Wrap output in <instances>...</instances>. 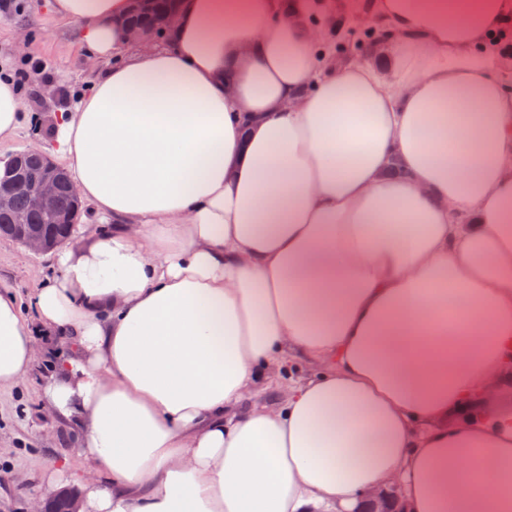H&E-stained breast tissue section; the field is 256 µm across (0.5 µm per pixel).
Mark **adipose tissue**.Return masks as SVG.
I'll return each mask as SVG.
<instances>
[{
	"label": "adipose tissue",
	"mask_w": 512,
	"mask_h": 512,
	"mask_svg": "<svg viewBox=\"0 0 512 512\" xmlns=\"http://www.w3.org/2000/svg\"><path fill=\"white\" fill-rule=\"evenodd\" d=\"M179 5L140 48L130 0H56L105 65L53 117L89 243L31 293L69 353L0 292V387L52 359L82 512H512V0H371L382 67L327 0ZM22 112L0 67V138Z\"/></svg>",
	"instance_id": "obj_1"
}]
</instances>
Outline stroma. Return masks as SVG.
<instances>
[{
	"mask_svg": "<svg viewBox=\"0 0 512 512\" xmlns=\"http://www.w3.org/2000/svg\"><path fill=\"white\" fill-rule=\"evenodd\" d=\"M11 2V8L0 9V57L9 60L21 87L27 119L0 139V150L14 154L51 145L52 114L70 108L102 65L84 52L79 24L62 19L52 0ZM52 264L51 253L35 254L0 237V284L22 301H29L34 281ZM46 378V367L39 362L24 381L0 388V512H28L36 498L45 496L46 477L54 467L66 466L73 488L96 476L46 408Z\"/></svg>",
	"mask_w": 512,
	"mask_h": 512,
	"instance_id": "1",
	"label": "stroma"
}]
</instances>
